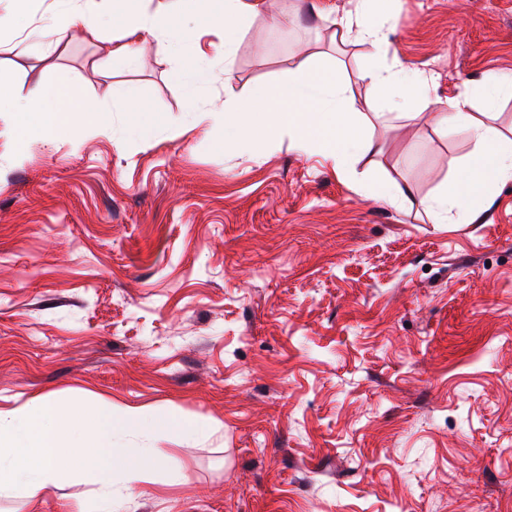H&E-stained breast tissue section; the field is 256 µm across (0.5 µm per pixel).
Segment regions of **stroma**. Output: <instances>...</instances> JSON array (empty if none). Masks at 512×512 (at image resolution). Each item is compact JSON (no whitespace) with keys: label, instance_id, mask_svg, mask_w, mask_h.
<instances>
[{"label":"stroma","instance_id":"stroma-1","mask_svg":"<svg viewBox=\"0 0 512 512\" xmlns=\"http://www.w3.org/2000/svg\"><path fill=\"white\" fill-rule=\"evenodd\" d=\"M168 28L220 42L216 0ZM355 0H268L234 46V90L273 82L284 58L324 56L347 75L365 46L326 19ZM388 54L449 92L512 71V0H390ZM74 39L48 60L0 52L18 84L77 87L95 131L22 135L0 114V408L49 397L103 413L162 409L193 438L117 434L168 449L121 512H512V180L473 224H438L424 202L475 148L429 119L397 127L353 85L382 150L355 177L300 153L287 133L225 145L224 65L200 118L152 44L135 65H95ZM149 110L139 130L128 97ZM407 187L389 205L355 178ZM184 483L164 486L165 467ZM99 512L70 476L0 512Z\"/></svg>","mask_w":512,"mask_h":512}]
</instances>
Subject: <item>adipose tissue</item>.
I'll return each mask as SVG.
<instances>
[{
  "instance_id": "obj_1",
  "label": "adipose tissue",
  "mask_w": 512,
  "mask_h": 512,
  "mask_svg": "<svg viewBox=\"0 0 512 512\" xmlns=\"http://www.w3.org/2000/svg\"><path fill=\"white\" fill-rule=\"evenodd\" d=\"M53 2L61 27L48 30L25 26L20 31L22 49L36 48L45 59L70 33L95 40L108 24L112 38L103 47L101 67L111 68L117 61L136 62L138 44L154 41L159 53L181 57L172 81L190 98L216 59H223L225 74H232L233 47L262 13L265 0H221L224 44L210 54L191 47V33L171 36L159 19L138 10L137 0H125V10L113 12L108 22L101 15L97 0ZM375 4L376 0H358L355 10L333 19V36L343 44L355 40L371 47L372 63L358 68L354 80L364 85L373 99L390 104L401 119L410 122L423 116L416 108L418 102L434 105L431 119L438 131L460 129L475 141L476 151L429 201L440 222L473 223L490 203L495 187L512 179V139L493 125L497 101L512 97V72H487L447 98L432 97V75L407 72L398 62L388 60V37L382 24L371 19ZM349 82L335 64L311 57L300 62L295 56H288L274 84L255 86L244 97H225L224 135L227 140L248 145L285 131L299 151L323 155L337 174L347 175L354 156L376 148L361 114L346 103ZM477 99L485 104V116L473 111ZM0 112L22 114L24 132L30 137H48L76 123L92 128L101 120L99 109L86 101L78 89L38 80L27 92L20 93L14 88L11 73L2 69Z\"/></svg>"
}]
</instances>
